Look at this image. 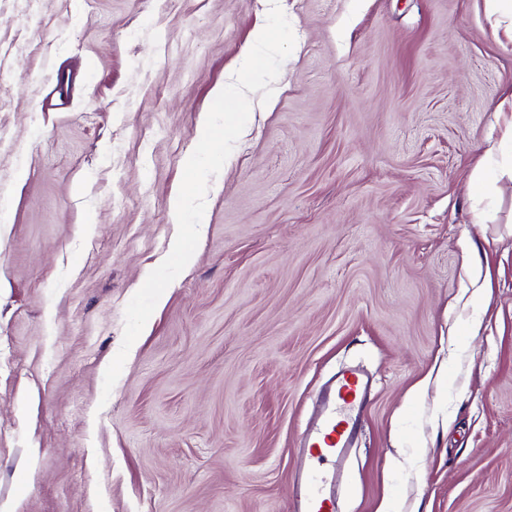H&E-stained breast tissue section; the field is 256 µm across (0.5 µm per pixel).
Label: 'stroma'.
<instances>
[{"label": "stroma", "instance_id": "35a3bbf8", "mask_svg": "<svg viewBox=\"0 0 512 512\" xmlns=\"http://www.w3.org/2000/svg\"><path fill=\"white\" fill-rule=\"evenodd\" d=\"M279 4L275 100L250 94L193 260L106 397L270 0H0V505L294 512L317 393L353 364L372 394L342 512H512V181L470 191L512 40L485 0Z\"/></svg>", "mask_w": 512, "mask_h": 512}]
</instances>
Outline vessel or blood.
<instances>
[{"instance_id": "b4317fda", "label": "vessel or blood", "mask_w": 512, "mask_h": 512, "mask_svg": "<svg viewBox=\"0 0 512 512\" xmlns=\"http://www.w3.org/2000/svg\"><path fill=\"white\" fill-rule=\"evenodd\" d=\"M369 391L368 380L356 369L340 372L326 388L320 412L302 445L313 466L297 484V512H336L331 484L355 444Z\"/></svg>"}]
</instances>
